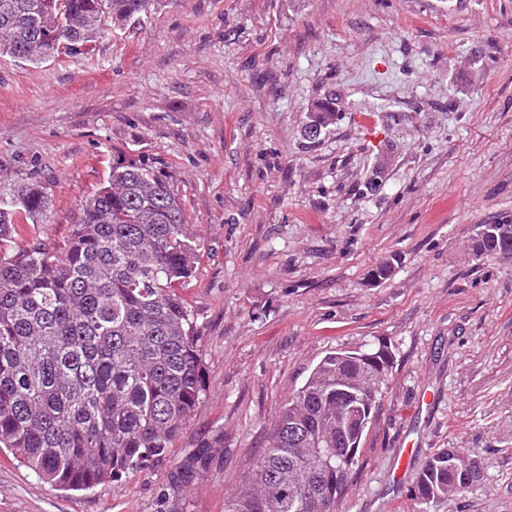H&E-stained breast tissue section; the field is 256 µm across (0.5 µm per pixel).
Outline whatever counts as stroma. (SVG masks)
<instances>
[{"label": "stroma", "instance_id": "stroma-1", "mask_svg": "<svg viewBox=\"0 0 512 512\" xmlns=\"http://www.w3.org/2000/svg\"><path fill=\"white\" fill-rule=\"evenodd\" d=\"M128 159L199 241L178 294L205 390L166 454L91 489L0 448V512H224L321 358L381 341L393 363L336 512H512V258L471 250L476 225L512 224V0H162L81 53L0 56V208L26 183L50 199L12 249H65ZM219 435L169 497L175 465ZM445 448L480 478L423 504L414 476Z\"/></svg>", "mask_w": 512, "mask_h": 512}]
</instances>
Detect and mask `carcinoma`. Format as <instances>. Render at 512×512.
Returning a JSON list of instances; mask_svg holds the SVG:
<instances>
[{
  "mask_svg": "<svg viewBox=\"0 0 512 512\" xmlns=\"http://www.w3.org/2000/svg\"><path fill=\"white\" fill-rule=\"evenodd\" d=\"M0 0V54L38 64L45 37L94 42L106 23L138 20L156 0ZM49 207L24 185L0 209V447L45 482L72 490L111 482L164 455L204 387L193 318L175 292L194 276L199 242L183 205L147 165L112 166L79 208L67 248L41 240L7 252L20 220ZM480 258L512 257V224H480ZM372 348L326 354L283 406L268 448L224 512H333L390 365ZM202 444L170 476L175 495L207 470ZM479 479L466 453L431 456L414 484L426 505Z\"/></svg>",
  "mask_w": 512,
  "mask_h": 512,
  "instance_id": "1",
  "label": "carcinoma"
}]
</instances>
